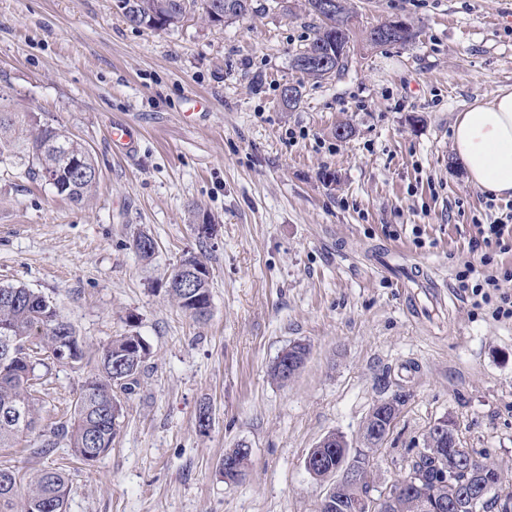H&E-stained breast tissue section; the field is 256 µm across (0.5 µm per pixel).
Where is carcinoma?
<instances>
[{"label":"carcinoma","mask_w":512,"mask_h":512,"mask_svg":"<svg viewBox=\"0 0 512 512\" xmlns=\"http://www.w3.org/2000/svg\"><path fill=\"white\" fill-rule=\"evenodd\" d=\"M201 3L204 19L221 23L226 18L247 14L248 0H117L126 21L134 27L167 29L176 25L189 10ZM323 0H305L308 11L321 24L296 54L293 66L316 80L333 77L348 68L352 41L353 11L347 0H334V8L325 11ZM387 24L369 30L365 46L370 48L404 45L412 41L414 32L404 21L387 32ZM28 165V175L44 179L51 174L57 179L56 192L74 202L88 198L95 188L99 173L89 151L65 131L41 123L34 112L0 111V163ZM133 245L141 257L150 258L156 248L154 239L140 233ZM170 299L190 316L203 319L208 313L194 312L192 296L210 307V279H197L187 288L167 289ZM73 328L58 308L43 294L24 285H0V337L7 335L13 344L0 343V448H13L23 435L37 429L40 423L39 398L35 395L37 366L45 360L58 363L65 358L57 354L59 337ZM150 346L136 334L117 336L103 348L98 373L87 378L74 403L69 420L50 428V436L40 452L47 454L65 442L74 457L92 463L104 456L119 428L121 405L116 389L127 391L138 382V375ZM448 440L431 436L428 449L419 452L412 471L394 488L397 497L392 512H471L466 508V493L487 479L501 480L497 469L488 464L464 459L454 473L441 478L444 462L452 452L445 442L458 436L456 425L447 420ZM69 482L65 473L39 470L21 485L16 473L0 467V512H57L65 503Z\"/></svg>","instance_id":"1"}]
</instances>
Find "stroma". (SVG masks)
<instances>
[{"instance_id": "obj_1", "label": "stroma", "mask_w": 512, "mask_h": 512, "mask_svg": "<svg viewBox=\"0 0 512 512\" xmlns=\"http://www.w3.org/2000/svg\"><path fill=\"white\" fill-rule=\"evenodd\" d=\"M297 2L250 0L217 25L195 10L157 30L132 27L116 0H0V105L66 130L99 172L77 204L0 164V285L41 292L86 343L81 363L51 365L44 426L64 420L114 337L151 348L92 465L62 444L39 453L36 431L0 448L20 478L63 469L65 512H317L333 480L308 473L310 449L340 433L358 450L372 407L397 393L371 496L448 417L512 497V320L474 308L454 280L477 258V222L507 201L487 207L450 143L458 113L512 89V0H350L352 61L322 82L292 65L320 24ZM397 17L412 42L364 47ZM288 85L301 93L291 109ZM115 121L140 131L132 158L112 149ZM200 212L213 237L195 232ZM142 232L148 259L133 246ZM187 253L211 271L200 321L167 293ZM418 266L443 299L412 286ZM297 342L304 366L274 381ZM241 445L246 472L225 480L224 454Z\"/></svg>"}]
</instances>
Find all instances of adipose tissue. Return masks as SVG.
Segmentation results:
<instances>
[{"label": "adipose tissue", "instance_id": "obj_1", "mask_svg": "<svg viewBox=\"0 0 512 512\" xmlns=\"http://www.w3.org/2000/svg\"><path fill=\"white\" fill-rule=\"evenodd\" d=\"M468 184L495 197H512V91L459 113L451 126Z\"/></svg>", "mask_w": 512, "mask_h": 512}]
</instances>
